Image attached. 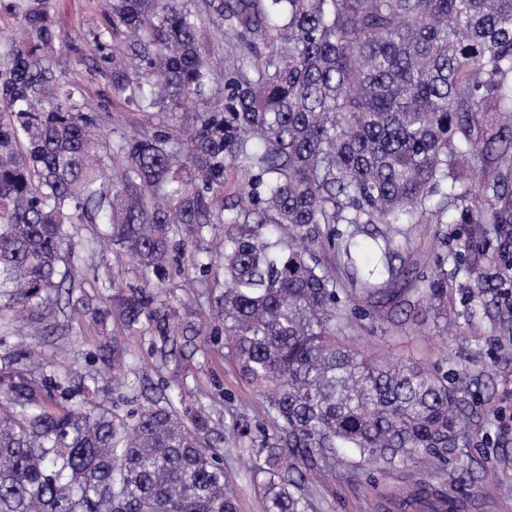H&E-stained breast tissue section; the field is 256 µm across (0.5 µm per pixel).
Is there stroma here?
Segmentation results:
<instances>
[{"label": "stroma", "instance_id": "obj_1", "mask_svg": "<svg viewBox=\"0 0 512 512\" xmlns=\"http://www.w3.org/2000/svg\"><path fill=\"white\" fill-rule=\"evenodd\" d=\"M112 0H54L57 45L77 63L93 103H107L106 76L95 72L81 38L84 30L109 12ZM421 272L431 275L436 258L448 269V297L434 301L427 313L404 324L365 317L354 304L344 307L342 341L382 359H410L430 369L466 372L471 383L463 393L465 441L447 465L424 467L411 462L390 469L359 463L351 451H341L328 472L305 471V486L314 512H388V493L424 478L451 483L460 512H512V300L497 288L494 262L481 251L482 228L475 224H407ZM472 243L464 258H455L458 240ZM133 369L145 376L144 387L112 390L115 414L165 389L181 388L190 397H204L211 425L224 440V471L236 491L239 512H264L257 477L240 465L252 454L264 433L272 432L261 396L241 380L224 353L186 359L179 372L156 368L148 342L140 333L115 327ZM97 338L89 331L71 330L53 336H32L27 347L52 364L60 379L85 365Z\"/></svg>", "mask_w": 512, "mask_h": 512}]
</instances>
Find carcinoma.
<instances>
[{"instance_id":"1","label":"carcinoma","mask_w":512,"mask_h":512,"mask_svg":"<svg viewBox=\"0 0 512 512\" xmlns=\"http://www.w3.org/2000/svg\"><path fill=\"white\" fill-rule=\"evenodd\" d=\"M8 2L0 24L27 39H0V310L17 309L35 336L62 317L102 331L115 320L151 336L164 365L225 336L274 426L253 462L264 512H312L300 468L327 469L340 448L380 468L446 463L465 377L336 343V268L357 272L368 235L380 263L361 277L366 314L393 318L420 292L396 226L427 214L480 224L483 250L506 251L512 0H113L85 33L111 104L186 118L115 138L56 49L53 0ZM205 27L234 48L213 111L200 108L213 83ZM272 41L287 51L259 50ZM461 163L483 164V179L459 182ZM210 237L189 285L222 291L185 317L153 281L174 251ZM107 247L137 262L141 286L79 276ZM433 275L429 292L447 296L445 260ZM126 356L105 338L65 385L26 349L4 355L0 512H238L199 400L166 393L112 413L95 365L132 386ZM447 504L427 481L399 499L402 512Z\"/></svg>"}]
</instances>
